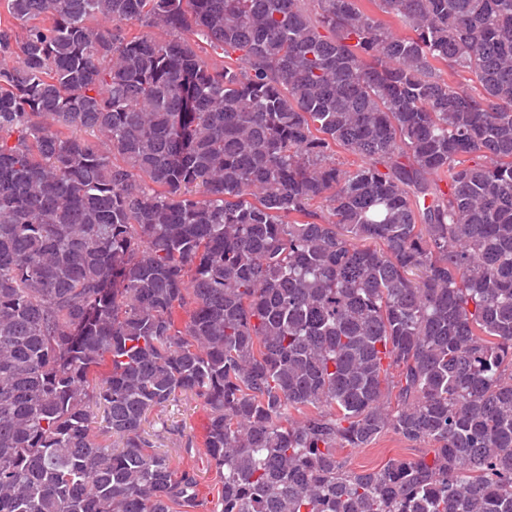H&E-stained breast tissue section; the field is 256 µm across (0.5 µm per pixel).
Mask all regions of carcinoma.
<instances>
[{"mask_svg":"<svg viewBox=\"0 0 512 512\" xmlns=\"http://www.w3.org/2000/svg\"><path fill=\"white\" fill-rule=\"evenodd\" d=\"M371 2L4 0L0 512H512V0ZM209 417V407L201 400L179 394L175 401L154 411L143 425L154 445L150 450L167 452L176 471L190 470L198 475L195 493L204 507L197 512L212 509L221 491L204 448ZM188 444L193 448L191 452L186 450ZM428 448L433 447L423 442L410 443L393 432H386L368 448H338L337 456L351 470L374 469L396 455L417 458Z\"/></svg>","mask_w":512,"mask_h":512,"instance_id":"obj_1","label":"carcinoma"}]
</instances>
